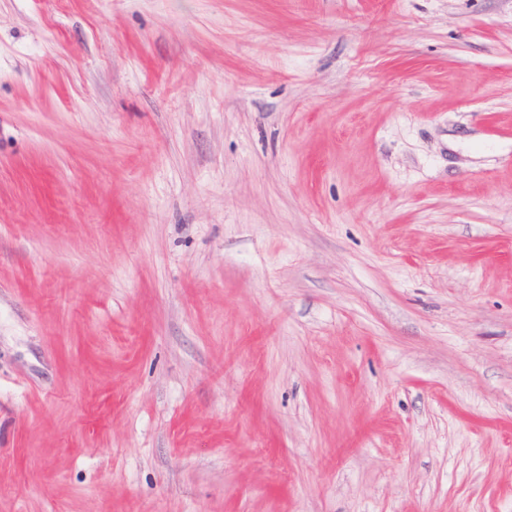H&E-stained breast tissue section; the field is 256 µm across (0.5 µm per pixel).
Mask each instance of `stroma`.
I'll list each match as a JSON object with an SVG mask.
<instances>
[{"mask_svg":"<svg viewBox=\"0 0 512 512\" xmlns=\"http://www.w3.org/2000/svg\"><path fill=\"white\" fill-rule=\"evenodd\" d=\"M0 512H512V0H0Z\"/></svg>","mask_w":512,"mask_h":512,"instance_id":"obj_1","label":"stroma"}]
</instances>
